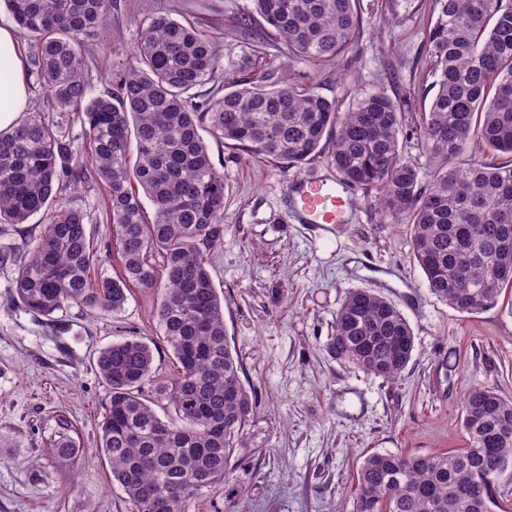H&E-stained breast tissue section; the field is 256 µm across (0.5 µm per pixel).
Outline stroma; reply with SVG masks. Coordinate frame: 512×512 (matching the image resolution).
<instances>
[{"label":"stroma","instance_id":"obj_1","mask_svg":"<svg viewBox=\"0 0 512 512\" xmlns=\"http://www.w3.org/2000/svg\"><path fill=\"white\" fill-rule=\"evenodd\" d=\"M244 2L111 0L107 29L92 40L91 94L112 90L114 74L135 60L146 10L161 11L204 23L219 45V76L291 79L344 110L378 90L401 100L399 146L428 166L414 120L435 94L432 0H356V47L328 62L259 56L263 30L232 26ZM207 145L224 174V237L209 270L257 409L228 481L196 493L189 512H352L351 490L367 455L465 447L464 391L489 386L512 399V307L466 314L434 297L409 224L381 213L377 191L351 188L344 224L287 220L283 184L299 174L334 180L326 156L296 171L212 138ZM12 278L11 267L0 266V438L9 442L0 447V512H129L96 451L105 388L94 359L113 342L146 338L156 380L174 377L154 316L157 290L132 288L116 314L74 308L50 322L12 305ZM357 289L391 301L411 326L415 348L396 379L354 369L327 350L336 312ZM62 417L82 451L54 462L49 440Z\"/></svg>","mask_w":512,"mask_h":512}]
</instances>
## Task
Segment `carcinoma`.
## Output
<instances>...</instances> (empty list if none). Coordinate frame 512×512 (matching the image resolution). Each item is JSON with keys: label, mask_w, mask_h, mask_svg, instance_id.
Listing matches in <instances>:
<instances>
[{"label": "carcinoma", "mask_w": 512, "mask_h": 512, "mask_svg": "<svg viewBox=\"0 0 512 512\" xmlns=\"http://www.w3.org/2000/svg\"><path fill=\"white\" fill-rule=\"evenodd\" d=\"M0 1L29 40L28 76L57 112H28L0 132V224L41 216L25 249L0 248V263L13 266L14 304L50 318L73 307L116 313L130 288L159 289L156 322L177 373L156 394L177 420L161 419L144 397L153 378L148 342H114L95 361L105 385L98 452L130 512H152L155 498L160 512H188L196 491L225 482L256 408L209 270L224 233V174L202 133L288 169L331 148L340 184L380 191L383 212L409 220L427 287L454 310L494 308L512 289V0H432L436 94L417 117L426 174L401 153L404 112L384 91L346 112L296 82L244 79L200 100L193 90L217 78L214 39L151 12L136 64L112 92L92 96L89 39L105 29L110 0ZM239 18L261 19L272 46L313 60L353 50L360 28L355 0H249ZM72 115L84 127L80 141L68 129ZM473 147L492 160L464 158ZM91 171L107 196L110 234L101 246L91 240L93 215L66 198ZM143 196L154 206L151 221ZM114 250L116 279L101 272ZM328 350L393 380L412 358L414 335L393 303L355 290L336 311ZM462 425L464 448L368 455L353 512H507L500 485L481 476L512 471V434H504L512 400L470 387ZM59 427L50 455L67 460L80 448L66 419Z\"/></svg>", "instance_id": "1"}]
</instances>
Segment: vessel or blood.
I'll list each match as a JSON object with an SVG mask.
<instances>
[{
    "instance_id": "b4317fda",
    "label": "vessel or blood",
    "mask_w": 512,
    "mask_h": 512,
    "mask_svg": "<svg viewBox=\"0 0 512 512\" xmlns=\"http://www.w3.org/2000/svg\"><path fill=\"white\" fill-rule=\"evenodd\" d=\"M288 212L292 221L299 224L346 223L345 198L327 187L324 180L314 177H297L285 188Z\"/></svg>"
}]
</instances>
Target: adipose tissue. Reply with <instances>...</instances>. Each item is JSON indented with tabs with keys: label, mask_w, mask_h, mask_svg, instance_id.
Wrapping results in <instances>:
<instances>
[{
	"label": "adipose tissue",
	"mask_w": 512,
	"mask_h": 512,
	"mask_svg": "<svg viewBox=\"0 0 512 512\" xmlns=\"http://www.w3.org/2000/svg\"><path fill=\"white\" fill-rule=\"evenodd\" d=\"M15 27L0 25V131L16 126L27 110L29 89Z\"/></svg>",
	"instance_id": "adipose-tissue-1"
}]
</instances>
